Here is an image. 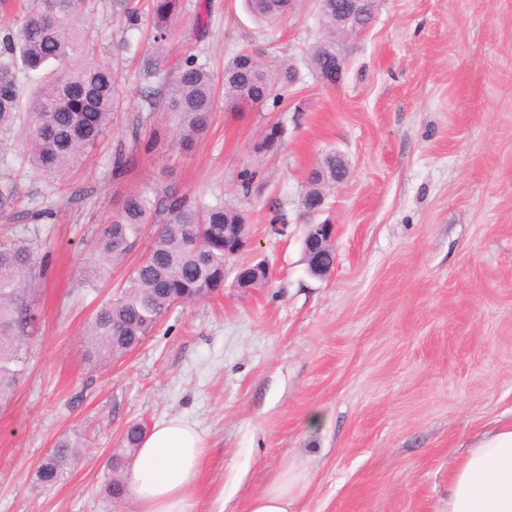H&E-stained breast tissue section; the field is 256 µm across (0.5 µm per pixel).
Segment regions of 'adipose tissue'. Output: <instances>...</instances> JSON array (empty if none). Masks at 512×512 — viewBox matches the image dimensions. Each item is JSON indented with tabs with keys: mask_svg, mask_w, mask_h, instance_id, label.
Instances as JSON below:
<instances>
[{
	"mask_svg": "<svg viewBox=\"0 0 512 512\" xmlns=\"http://www.w3.org/2000/svg\"><path fill=\"white\" fill-rule=\"evenodd\" d=\"M205 441L193 424L171 418L144 434L128 476L135 512H195L193 492L203 477ZM302 476L280 474L248 512H291ZM446 512H512V422L473 439L448 480Z\"/></svg>",
	"mask_w": 512,
	"mask_h": 512,
	"instance_id": "1",
	"label": "adipose tissue"
}]
</instances>
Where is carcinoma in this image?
<instances>
[{
  "mask_svg": "<svg viewBox=\"0 0 512 512\" xmlns=\"http://www.w3.org/2000/svg\"><path fill=\"white\" fill-rule=\"evenodd\" d=\"M250 14L260 22L288 17L289 0H246ZM127 20L142 18L136 0H113ZM181 0H151L148 24L152 51L142 59L147 78L159 75L169 62L174 21ZM83 0H27L17 35L0 37V130L14 129L22 96L16 65L40 78L30 95L22 130L28 161L52 182L75 167L113 129L114 115L122 111V91L111 65L90 57L92 48L81 28ZM325 30L321 41L307 52L317 77L336 73L345 63L337 55L336 9L318 8ZM297 80L290 65H272L260 55L242 51L224 64L221 82L224 103L232 108L258 106L275 91ZM216 79L210 69L189 54L179 65L175 82L154 88L145 99L149 107L163 106L177 119L178 149L189 150L209 129L215 105ZM282 139L271 128L254 143L255 154L276 152ZM347 168H336L330 152L307 173L301 195L303 222L312 218L307 199L327 198L336 179H346ZM15 205V188L0 181V215ZM240 210L221 202H205L175 183L150 191L127 193L104 225L95 242L96 263L86 269L84 281L94 284L105 264L125 256L143 228L157 226L146 254L120 295L99 306L88 324L87 359L108 363L139 346L175 306L209 298L224 290V225L245 224ZM45 259L30 240L0 241V400L16 387L24 366L23 345L33 336L38 317L30 294L43 278ZM144 427L132 424L122 437V453L108 459V495L121 499L125 484L116 478L126 459L140 446ZM81 444L64 437L57 441L37 471L43 485L58 482L79 457Z\"/></svg>",
  "mask_w": 512,
  "mask_h": 512,
  "instance_id": "1",
  "label": "carcinoma"
}]
</instances>
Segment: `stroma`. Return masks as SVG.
<instances>
[{"mask_svg": "<svg viewBox=\"0 0 512 512\" xmlns=\"http://www.w3.org/2000/svg\"><path fill=\"white\" fill-rule=\"evenodd\" d=\"M195 53L215 76L246 48L300 71L278 99L249 111L216 103L206 136L173 148L171 122L144 94L147 26L127 29L112 0H87L83 27L112 63L123 110L112 133L68 175L87 204L60 207L49 224L0 218V235L38 241L49 270L34 293L37 329L27 364L0 405V512H134L105 490V462L127 427L178 417L208 447L195 512H246L282 471L305 476L295 512H443L448 477L470 438L512 419V0H377L363 33L344 41L341 81L326 85L305 52L321 28L313 0L273 29L243 0H204ZM158 131L150 154L129 132ZM277 153L251 147L269 125ZM127 173L112 176L116 148ZM345 158L346 181L323 213L336 226L331 274H309L298 219L308 170L325 153ZM259 172L244 194L239 173ZM16 207L46 202L49 183L0 133V178ZM170 182L244 211L245 261H266L261 288L234 284L172 309L132 352L93 367L86 329L146 252L144 228L95 288L83 269L127 190ZM321 422L311 425L312 415ZM78 435L79 460L51 486L37 468L56 441Z\"/></svg>", "mask_w": 512, "mask_h": 512, "instance_id": "stroma-1", "label": "stroma"}]
</instances>
